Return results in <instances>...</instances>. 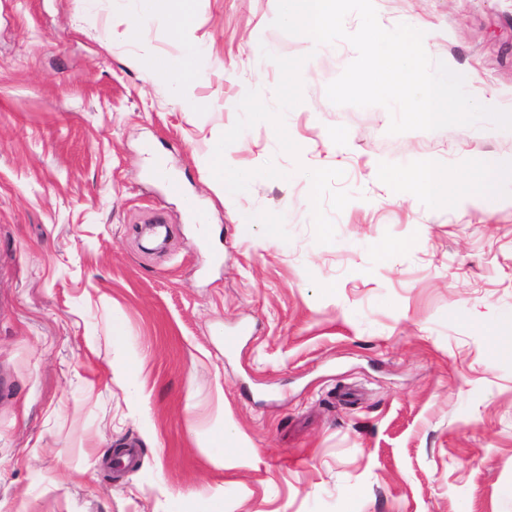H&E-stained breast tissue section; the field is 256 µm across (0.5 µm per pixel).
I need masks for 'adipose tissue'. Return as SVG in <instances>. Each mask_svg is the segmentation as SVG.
I'll use <instances>...</instances> for the list:
<instances>
[{
  "label": "adipose tissue",
  "mask_w": 512,
  "mask_h": 512,
  "mask_svg": "<svg viewBox=\"0 0 512 512\" xmlns=\"http://www.w3.org/2000/svg\"><path fill=\"white\" fill-rule=\"evenodd\" d=\"M167 0H132V18L129 34L140 38L151 21L164 17L181 53L176 60L158 64L157 69L166 79L173 94L183 93L196 75V49L189 36L193 26L190 0H175V9H166ZM211 187L221 198H231L241 193L243 182L238 170L224 162V141H212L207 155L200 162ZM396 181L407 189L425 196L433 202L447 201L450 195L448 178L438 165L431 164L417 171L396 174Z\"/></svg>",
  "instance_id": "adipose-tissue-1"
}]
</instances>
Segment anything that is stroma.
Wrapping results in <instances>:
<instances>
[{
  "label": "stroma",
  "instance_id": "1",
  "mask_svg": "<svg viewBox=\"0 0 512 512\" xmlns=\"http://www.w3.org/2000/svg\"><path fill=\"white\" fill-rule=\"evenodd\" d=\"M374 6L512 110V0ZM191 7L182 98L129 0H0V512H512V130L389 134L327 97L348 42L275 28L277 0ZM218 137L231 201L198 166ZM431 161L451 203L383 177Z\"/></svg>",
  "mask_w": 512,
  "mask_h": 512
}]
</instances>
